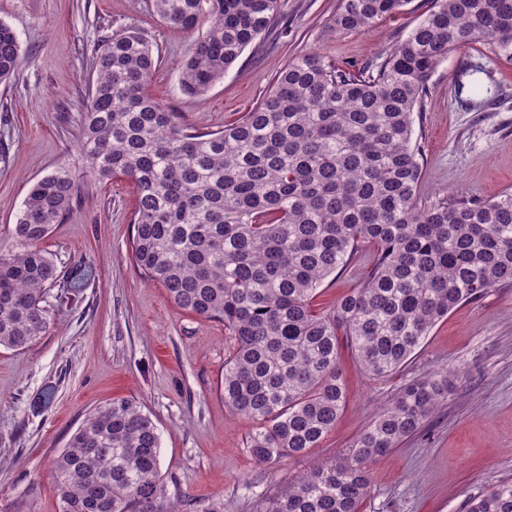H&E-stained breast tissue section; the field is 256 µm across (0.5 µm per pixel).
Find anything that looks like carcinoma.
<instances>
[{
    "label": "carcinoma",
    "mask_w": 512,
    "mask_h": 512,
    "mask_svg": "<svg viewBox=\"0 0 512 512\" xmlns=\"http://www.w3.org/2000/svg\"><path fill=\"white\" fill-rule=\"evenodd\" d=\"M161 20L192 34L180 90L207 92L270 31L280 0H153ZM408 0H340L332 26L364 31ZM472 42L512 60V0H432L426 15L375 68L339 69L318 53L288 62L236 125L193 132L147 92L158 64L139 32L95 49L80 150L99 180L136 189L132 260L180 309L224 324L234 347L220 393L257 429L259 463L303 457L345 405L340 346L364 371L402 368L458 305L512 284V193L426 203L414 114L448 54ZM21 63L0 23V83ZM80 202L66 166L36 181L0 254V347L22 350L51 324L48 292L63 278L40 248ZM370 267L330 309L313 307L324 281L361 252ZM448 376L414 380L337 461L301 475L265 512H361L368 461L417 433L448 395ZM157 428L137 402L90 414L52 465L61 512H179L164 504ZM468 512H512V482L490 486Z\"/></svg>",
    "instance_id": "cac0c4a2"
}]
</instances>
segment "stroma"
<instances>
[{
    "label": "stroma",
    "mask_w": 512,
    "mask_h": 512,
    "mask_svg": "<svg viewBox=\"0 0 512 512\" xmlns=\"http://www.w3.org/2000/svg\"><path fill=\"white\" fill-rule=\"evenodd\" d=\"M153 0H0V22L24 58L0 83V252L32 184L67 166L80 203L42 247L61 273L89 262L95 275L54 309L28 348H0V512H60L51 464L97 408L136 400L157 427L160 471L181 512H260L308 468L337 459L407 383L450 373L448 395L415 435L369 464L363 512H465L469 497L512 479V285L489 289L440 321L388 378L369 377L341 351L345 407L305 458L262 464L247 442L255 423L219 393L233 341L221 323L178 308L131 260L135 187L86 177L80 120L90 101L92 56L112 32L136 30L159 62L149 94L181 122L220 131L268 92L289 60L310 52L348 70L382 62L424 17L430 0L370 29L339 33V0H281L272 31L250 45L221 82L197 97L179 88L191 35L159 20ZM414 141L423 156L422 199L481 200L512 191V62L472 43L434 71Z\"/></svg>",
    "instance_id": "obj_1"
}]
</instances>
